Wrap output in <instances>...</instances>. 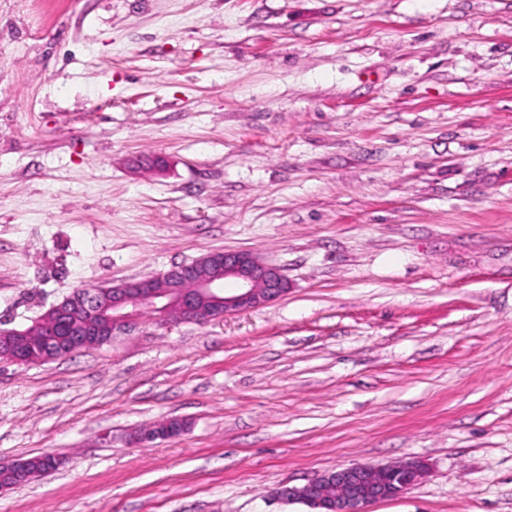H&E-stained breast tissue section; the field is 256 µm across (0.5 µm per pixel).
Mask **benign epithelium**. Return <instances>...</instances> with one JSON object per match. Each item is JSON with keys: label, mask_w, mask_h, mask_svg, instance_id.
I'll return each instance as SVG.
<instances>
[{"label": "benign epithelium", "mask_w": 512, "mask_h": 512, "mask_svg": "<svg viewBox=\"0 0 512 512\" xmlns=\"http://www.w3.org/2000/svg\"><path fill=\"white\" fill-rule=\"evenodd\" d=\"M228 280L236 284L232 294L225 292ZM288 292V280L281 269L255 254L243 251H210L199 258L176 265L155 276L103 286L102 292H75L51 306L52 319L70 322L64 336H43L48 320L34 325L8 328L0 337V360L23 364H42L99 347L115 335L131 330L142 318L143 309L151 311L158 324L180 313L192 321L208 311L206 320L265 306ZM185 426L165 424L142 431L139 444L180 436ZM24 474L27 461L0 462V474ZM428 474L420 460L387 465L353 464L327 471L302 486H284L279 496L288 502H300L312 512H367L370 504L402 495Z\"/></svg>", "instance_id": "1"}]
</instances>
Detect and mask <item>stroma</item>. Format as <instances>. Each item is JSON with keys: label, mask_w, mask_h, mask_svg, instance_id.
Wrapping results in <instances>:
<instances>
[{"label": "stroma", "mask_w": 512, "mask_h": 512, "mask_svg": "<svg viewBox=\"0 0 512 512\" xmlns=\"http://www.w3.org/2000/svg\"><path fill=\"white\" fill-rule=\"evenodd\" d=\"M213 250L287 294L0 361V512H512V0H0V322ZM187 430V427H180L177 424L167 422L164 427L149 428L143 430L139 439L135 440L139 444H149L157 440H167L180 436ZM428 474L419 460L387 465L353 464L327 471L302 486H284L279 496L311 512H367L370 504L402 495Z\"/></svg>", "instance_id": "obj_1"}]
</instances>
